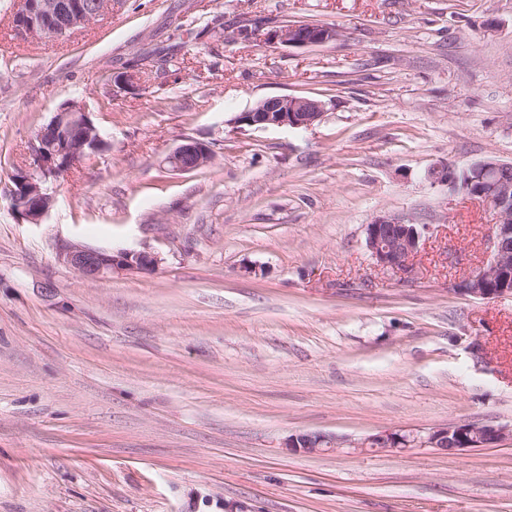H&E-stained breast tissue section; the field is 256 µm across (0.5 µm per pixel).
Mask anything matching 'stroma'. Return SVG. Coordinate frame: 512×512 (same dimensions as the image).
Listing matches in <instances>:
<instances>
[{"instance_id": "1", "label": "stroma", "mask_w": 512, "mask_h": 512, "mask_svg": "<svg viewBox=\"0 0 512 512\" xmlns=\"http://www.w3.org/2000/svg\"><path fill=\"white\" fill-rule=\"evenodd\" d=\"M0 0V512H512V439L320 454L290 435L512 425V297L454 292L492 216L434 163H512V0H112L66 36ZM339 30L320 46L273 26ZM133 72L134 86L115 76ZM307 128L234 127L264 98ZM108 146L43 223L10 178L68 102ZM212 162L173 172L184 139ZM420 225L412 273L365 226ZM154 253L90 280L60 243ZM339 36L336 28L324 25H310L307 28L301 24L290 25L288 28H278L268 34V40L273 43L304 48L325 44L336 40ZM325 103L301 96H272L260 100L252 109L235 116L232 123L257 129L273 127L307 128L319 121Z\"/></svg>"}]
</instances>
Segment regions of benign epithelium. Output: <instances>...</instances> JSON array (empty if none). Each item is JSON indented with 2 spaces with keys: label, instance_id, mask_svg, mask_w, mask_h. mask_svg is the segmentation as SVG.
Instances as JSON below:
<instances>
[{
  "label": "benign epithelium",
  "instance_id": "benign-epithelium-1",
  "mask_svg": "<svg viewBox=\"0 0 512 512\" xmlns=\"http://www.w3.org/2000/svg\"><path fill=\"white\" fill-rule=\"evenodd\" d=\"M17 30L28 34L43 31L53 37L64 36L94 20L95 13L88 0H21ZM336 29L324 25L305 27L294 24L268 34L273 43L304 48L336 40ZM325 103L301 96H272L260 100L252 109L232 119L237 126L257 129L273 127L307 128L319 121ZM106 142L83 109L71 105L55 113L37 132L30 146L29 166L16 174L11 189L14 208L30 224H40L47 216L53 195L48 184L67 173L87 157L103 151ZM213 160L211 148L193 139H185L165 158L172 171H192ZM511 163L485 159L473 166L477 181L490 183L493 195L480 194V200L494 217L492 256L478 271L454 283V291L479 299L512 295V178L506 171ZM433 183H455L448 177V164L439 162L427 171ZM366 247L376 264L403 274L413 270V261L420 250L421 232L399 215L384 214L365 227ZM57 259L85 278L95 280L116 270L153 271L158 257L144 250L118 251L96 249L75 243L58 247ZM512 428L494 424L458 423L425 434L412 430H381L359 441H346L324 434L306 432L290 436L288 448L308 453L327 448L348 446L356 452H401L410 448H433L447 455H457L473 448H495Z\"/></svg>",
  "mask_w": 512,
  "mask_h": 512
}]
</instances>
